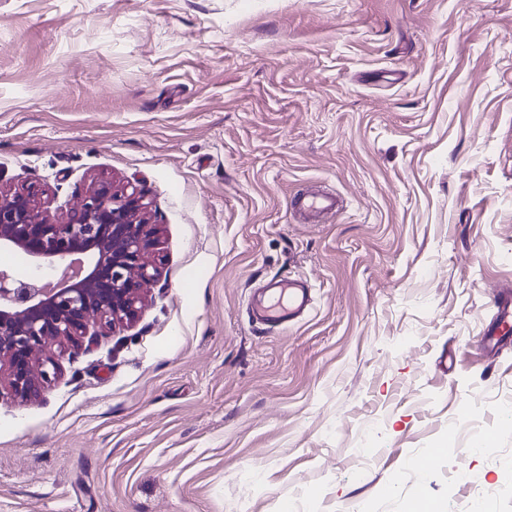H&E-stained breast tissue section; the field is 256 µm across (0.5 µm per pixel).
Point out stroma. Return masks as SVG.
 I'll list each match as a JSON object with an SVG mask.
<instances>
[{
	"instance_id": "obj_1",
	"label": "stroma",
	"mask_w": 512,
	"mask_h": 512,
	"mask_svg": "<svg viewBox=\"0 0 512 512\" xmlns=\"http://www.w3.org/2000/svg\"><path fill=\"white\" fill-rule=\"evenodd\" d=\"M97 177L161 275L0 399V512H512V0H0V183ZM288 278L313 308L251 321ZM299 211L315 216L328 213L340 208L339 200L330 194H311L299 198L296 202ZM499 312L493 323L484 330L488 347H496L501 340L512 334V293L500 296Z\"/></svg>"
}]
</instances>
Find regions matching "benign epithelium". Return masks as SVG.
<instances>
[{"label":"benign epithelium","mask_w":512,"mask_h":512,"mask_svg":"<svg viewBox=\"0 0 512 512\" xmlns=\"http://www.w3.org/2000/svg\"><path fill=\"white\" fill-rule=\"evenodd\" d=\"M41 195L0 187V249L34 266L28 278L0 268V398L21 402L57 375L51 344L77 356L104 331L134 324L158 276L159 238L142 192L100 178L58 216Z\"/></svg>","instance_id":"7a95c632"}]
</instances>
